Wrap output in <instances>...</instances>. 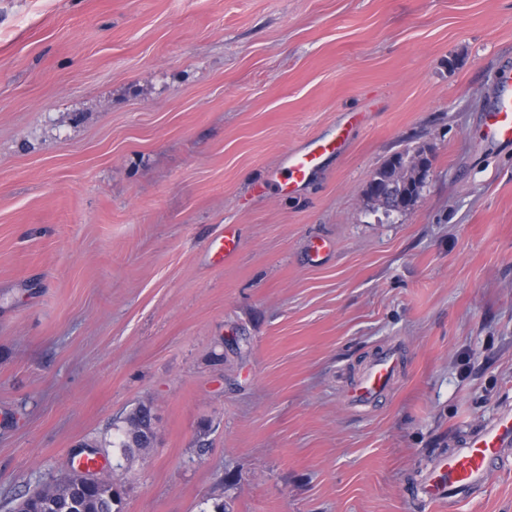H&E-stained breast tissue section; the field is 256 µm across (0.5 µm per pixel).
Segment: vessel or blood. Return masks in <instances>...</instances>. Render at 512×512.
Segmentation results:
<instances>
[{
	"instance_id": "vessel-or-blood-1",
	"label": "vessel or blood",
	"mask_w": 512,
	"mask_h": 512,
	"mask_svg": "<svg viewBox=\"0 0 512 512\" xmlns=\"http://www.w3.org/2000/svg\"><path fill=\"white\" fill-rule=\"evenodd\" d=\"M486 134L501 142L512 141V74L502 73L498 80L494 108L485 115ZM351 123L339 124L334 133L318 136L304 147L284 154L272 176L274 185L292 192L307 182L314 169L326 157L341 153L351 138ZM400 358L388 349L378 355L369 369L352 384L347 404L364 407L379 401L391 386L399 369ZM512 457V412L504 411L492 423L482 426L446 458L434 462L426 476L427 504L447 500L450 512L466 501L488 479L493 464Z\"/></svg>"
}]
</instances>
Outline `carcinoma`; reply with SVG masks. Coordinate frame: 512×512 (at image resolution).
I'll use <instances>...</instances> for the list:
<instances>
[{
	"label": "carcinoma",
	"instance_id": "obj_1",
	"mask_svg": "<svg viewBox=\"0 0 512 512\" xmlns=\"http://www.w3.org/2000/svg\"><path fill=\"white\" fill-rule=\"evenodd\" d=\"M419 165H431V159L424 151L405 150L394 154L378 170V177H395L397 193L401 194L402 210L415 206L420 197L421 185L410 180V172ZM125 426L119 429L115 447L127 452L137 448L151 447L153 416L150 408L139 405L124 419ZM75 473L71 472L53 484L46 485L30 494L25 501L39 512H117L118 492L110 478H101L87 494L74 490Z\"/></svg>",
	"mask_w": 512,
	"mask_h": 512
}]
</instances>
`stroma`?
<instances>
[{
    "mask_svg": "<svg viewBox=\"0 0 512 512\" xmlns=\"http://www.w3.org/2000/svg\"><path fill=\"white\" fill-rule=\"evenodd\" d=\"M508 65L512 0H0V512L84 446L121 512H448L418 476L512 409ZM418 146L414 208L368 203ZM459 512H512V460ZM486 134L501 142L512 141V74L500 75L494 108L485 115ZM352 123L339 124L332 133L320 135L304 147L291 149L284 154L279 168L271 176L270 182L288 193L295 191L309 179L314 169L326 157L341 153L351 139ZM399 365L400 358L395 350L383 351L374 359L369 369L354 381L348 392L347 405L359 408L379 401L391 386ZM152 420L150 408L138 405L125 417V426L118 429L115 447L127 452H132L134 446L139 450L150 448L154 433Z\"/></svg>",
    "mask_w": 512,
    "mask_h": 512,
    "instance_id": "35a3bbf8",
    "label": "stroma"
}]
</instances>
